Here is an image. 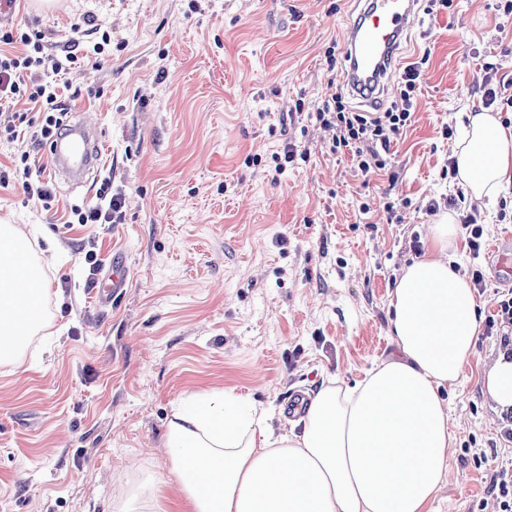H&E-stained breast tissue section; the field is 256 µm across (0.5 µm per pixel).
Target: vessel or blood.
<instances>
[{
    "label": "vessel or blood",
    "mask_w": 512,
    "mask_h": 512,
    "mask_svg": "<svg viewBox=\"0 0 512 512\" xmlns=\"http://www.w3.org/2000/svg\"><path fill=\"white\" fill-rule=\"evenodd\" d=\"M416 0H372L369 11L351 24L344 38L348 62L344 83L355 97L370 104L381 103L402 61V38L417 18ZM53 174L78 175L101 162L100 141L83 120H76L52 145ZM126 283L125 264L112 262V279L95 292L106 303Z\"/></svg>",
    "instance_id": "b4317fda"
}]
</instances>
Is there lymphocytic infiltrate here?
<instances>
[{
  "label": "lymphocytic infiltrate",
  "instance_id": "obj_1",
  "mask_svg": "<svg viewBox=\"0 0 512 512\" xmlns=\"http://www.w3.org/2000/svg\"><path fill=\"white\" fill-rule=\"evenodd\" d=\"M90 56L72 51L56 54L42 32L19 25L0 29V102L7 111L0 118V140L30 137L41 143L66 127L59 78L76 67H89ZM420 79L419 62L408 63L400 75V93L381 112L355 110L343 93L332 92L315 116L329 132L331 153L348 152L361 172L384 170L391 162L395 138L411 122V109ZM33 105L42 114L40 125H32L25 110ZM22 185L28 197L51 208L56 193L51 181L34 173L28 154L14 157L9 174H0V186L9 181ZM71 224H118L122 221V197L112 190L111 176H104L93 203L71 206Z\"/></svg>",
  "mask_w": 512,
  "mask_h": 512
}]
</instances>
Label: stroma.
<instances>
[{
	"label": "stroma",
	"mask_w": 512,
	"mask_h": 512,
	"mask_svg": "<svg viewBox=\"0 0 512 512\" xmlns=\"http://www.w3.org/2000/svg\"><path fill=\"white\" fill-rule=\"evenodd\" d=\"M501 0H454L418 14L405 62L421 61L412 123L389 171L361 173L331 154L313 118L345 72V30L366 0H15L0 26L26 24L67 47L89 19L112 35L95 70L63 80L101 133L104 162L81 181L55 179L51 210L0 187L11 225L50 292L40 330L0 360V512H113L146 473L162 512H189L163 447L189 393L227 390L267 407L276 430H302L285 405L329 376L352 385L395 351L389 292L420 257L431 224L461 186L442 167L486 83L512 96V17ZM335 48L337 62L325 52ZM101 90L88 98V90ZM301 108L300 122L283 124ZM308 161L276 172L286 140ZM125 196V221L65 226L103 173ZM368 212H361V205ZM475 207L487 250L458 238L465 275L481 270V318L512 273V188ZM104 280L114 255L126 285L109 305L86 286L87 250ZM499 336L480 334L459 385L440 390L455 440L432 512H478L485 472L512 461L505 420L480 384ZM484 453L482 466L473 454Z\"/></svg>",
	"instance_id": "obj_1"
}]
</instances>
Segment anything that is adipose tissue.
<instances>
[{
    "label": "adipose tissue",
    "mask_w": 512,
    "mask_h": 512,
    "mask_svg": "<svg viewBox=\"0 0 512 512\" xmlns=\"http://www.w3.org/2000/svg\"><path fill=\"white\" fill-rule=\"evenodd\" d=\"M467 118L457 178L471 197L496 199L512 185V126L486 111ZM455 235L454 216H441L390 291L395 354L354 385L330 378L308 397L301 433L275 432L264 407L232 392L191 394L165 442L191 512H431L454 439L440 389L458 381L481 332ZM24 249L1 224V359L17 357L49 292ZM481 386L496 410H512V355L499 351Z\"/></svg>",
    "instance_id": "ef3b65f1"
}]
</instances>
